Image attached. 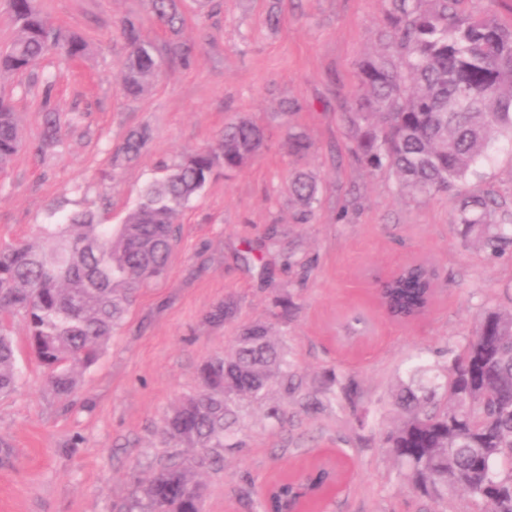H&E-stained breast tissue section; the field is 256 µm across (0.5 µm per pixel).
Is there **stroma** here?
<instances>
[{
  "instance_id": "35a3bbf8",
  "label": "stroma",
  "mask_w": 512,
  "mask_h": 512,
  "mask_svg": "<svg viewBox=\"0 0 512 512\" xmlns=\"http://www.w3.org/2000/svg\"><path fill=\"white\" fill-rule=\"evenodd\" d=\"M37 7L54 28L83 35L92 52L75 62L54 52L32 71L0 77V96L12 98L24 134L0 175V243L80 211L121 224L166 164L214 143L237 116L261 123L266 140L245 169L215 176L181 212L166 274L142 289L70 400L48 387L25 345L24 320L10 319L21 379L0 395V512H126L136 481L173 454L190 456L163 443L162 421L198 391L199 365L229 352L253 323L268 326L308 391L320 394L332 371L353 383L357 398L309 410L270 384L243 410L242 448L203 474L204 512H252V488L324 459L341 471L324 512H440L441 503L403 483L384 450L399 420L393 395L411 370L443 365L483 310L512 303V248L494 257L471 245L451 196L412 197L392 172L353 157L342 105L360 87V62L381 48L383 0H218L209 15L187 0L179 38L195 44L192 62L167 60L137 99L122 88V20L140 19L143 39L156 47L169 39L146 0ZM47 76L61 142L41 153ZM284 100L295 103L293 113L283 114ZM142 125L152 131L145 151L130 163L117 159ZM292 132L309 140L307 155L291 152ZM298 169L319 186L308 224L293 220L288 184ZM469 187L512 209V143L499 145ZM423 260L440 274L430 309L409 322L389 318L376 300L379 280ZM286 293L295 310L284 320L276 300ZM228 298L236 319L210 321ZM356 313L369 330L345 340L342 326ZM274 405L276 417L268 414Z\"/></svg>"
}]
</instances>
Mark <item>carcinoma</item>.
I'll return each instance as SVG.
<instances>
[{
	"label": "carcinoma",
	"instance_id": "1",
	"mask_svg": "<svg viewBox=\"0 0 512 512\" xmlns=\"http://www.w3.org/2000/svg\"><path fill=\"white\" fill-rule=\"evenodd\" d=\"M459 2L384 0V47L362 60L360 89L345 117L355 132L352 154L359 163L392 171L401 189L418 196L452 195L462 234L497 253L512 245V213L471 194L466 183L495 138L512 136V27L489 15L462 14ZM7 4L18 27L0 51V75L29 71L54 48L70 60L89 54L84 38H60L35 0ZM148 4L166 30L180 32L182 0ZM121 31L127 47L122 84L131 98L154 84L164 56L187 64L194 55L192 45L173 41L160 53L142 39L133 18L122 21ZM51 88V81L43 83L42 150L60 140ZM150 139L149 127L132 130L120 149L125 161L136 160ZM264 141V129L240 116L224 125L215 145L163 167L118 228L80 212L63 224L41 225L34 240L1 243L0 394L14 391L21 379L18 347L8 332V318L19 315L51 391L70 396L79 371L98 360L141 288L165 274L179 211L217 170L246 166ZM22 146L18 115L1 97V174ZM289 193L299 205L295 222L309 223L316 178L295 173ZM437 280L434 266L412 262L383 282L378 299L396 319H412L429 307ZM236 312L228 299L209 319L226 322ZM273 374L285 393L301 391V378L259 323L242 329L232 353L206 360L198 371L200 389L162 423L167 440L196 448L197 454L187 464L171 456L156 467L128 512H203L204 485L194 473L224 462L216 449L237 447L231 436L243 426L240 402L261 399ZM395 406L401 417L385 448L414 490L444 503L463 491L478 512H512V308L485 310L434 375L422 369L400 385ZM328 479L322 471L301 475L264 496L260 512H295L300 500Z\"/></svg>",
	"mask_w": 512,
	"mask_h": 512
}]
</instances>
